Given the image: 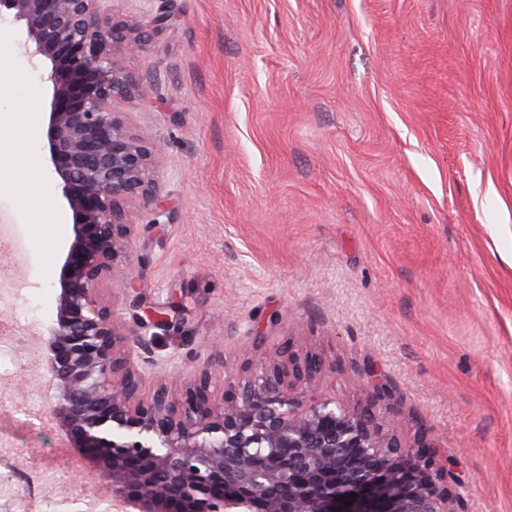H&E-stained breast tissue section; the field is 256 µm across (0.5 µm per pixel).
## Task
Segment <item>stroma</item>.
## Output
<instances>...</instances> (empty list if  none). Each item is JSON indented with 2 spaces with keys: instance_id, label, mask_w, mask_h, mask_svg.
Instances as JSON below:
<instances>
[{
  "instance_id": "1",
  "label": "stroma",
  "mask_w": 512,
  "mask_h": 512,
  "mask_svg": "<svg viewBox=\"0 0 512 512\" xmlns=\"http://www.w3.org/2000/svg\"><path fill=\"white\" fill-rule=\"evenodd\" d=\"M160 12L170 26L122 58L154 94L116 104L164 147L160 208L100 285L125 321L130 274L183 319L144 388L217 364L240 379L291 343L325 360L315 396L348 409L377 372L402 445L454 460L458 512H512V0H112L117 23ZM19 40L0 17V167L31 163L25 188L0 183L23 245L0 255V420L21 438L17 407L47 403L33 332L72 226L43 149L46 72ZM30 439L62 477L16 488L81 494L74 449Z\"/></svg>"
}]
</instances>
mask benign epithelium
I'll return each mask as SVG.
<instances>
[{
	"label": "benign epithelium",
	"mask_w": 512,
	"mask_h": 512,
	"mask_svg": "<svg viewBox=\"0 0 512 512\" xmlns=\"http://www.w3.org/2000/svg\"><path fill=\"white\" fill-rule=\"evenodd\" d=\"M110 3L0 0V14L21 25L20 48L47 65L46 150L72 216L45 339L46 414L107 490L102 510L457 512L454 460L430 444H400L383 412L385 384L358 411L306 398L324 365L316 354L266 355L219 396L207 370L143 388L131 355L155 365L154 330L177 318L146 309L133 331L99 285L134 253L128 208L158 209L148 175L162 147L146 145L115 110L119 99L150 97L153 85L133 81L119 59L140 49L142 29L166 28L170 17L116 24L104 16ZM351 493L346 507L340 498ZM92 495H62L56 512H92Z\"/></svg>",
	"instance_id": "7a95c632"
}]
</instances>
